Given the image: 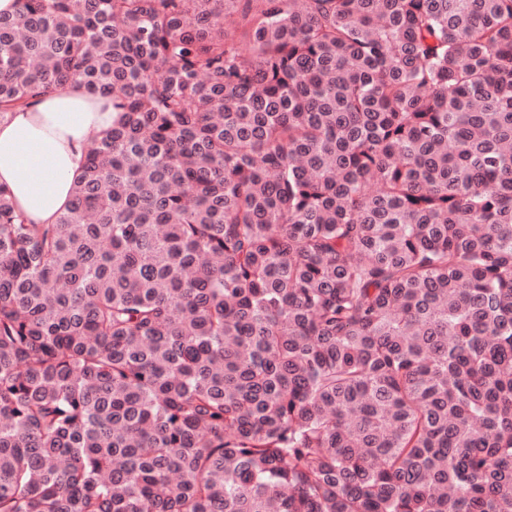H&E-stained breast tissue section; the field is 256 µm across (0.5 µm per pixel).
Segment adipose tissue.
Returning <instances> with one entry per match:
<instances>
[{
	"instance_id": "obj_1",
	"label": "adipose tissue",
	"mask_w": 512,
	"mask_h": 512,
	"mask_svg": "<svg viewBox=\"0 0 512 512\" xmlns=\"http://www.w3.org/2000/svg\"><path fill=\"white\" fill-rule=\"evenodd\" d=\"M111 125L108 99L78 83L0 119V184L30 223H55L72 200L90 134Z\"/></svg>"
}]
</instances>
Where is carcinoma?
<instances>
[{
  "mask_svg": "<svg viewBox=\"0 0 512 512\" xmlns=\"http://www.w3.org/2000/svg\"><path fill=\"white\" fill-rule=\"evenodd\" d=\"M17 0L0 512H512V0ZM112 127V105L74 83L0 120V184L31 224H54L82 175L89 136Z\"/></svg>",
  "mask_w": 512,
  "mask_h": 512,
  "instance_id": "cac0c4a2",
  "label": "carcinoma"
}]
</instances>
